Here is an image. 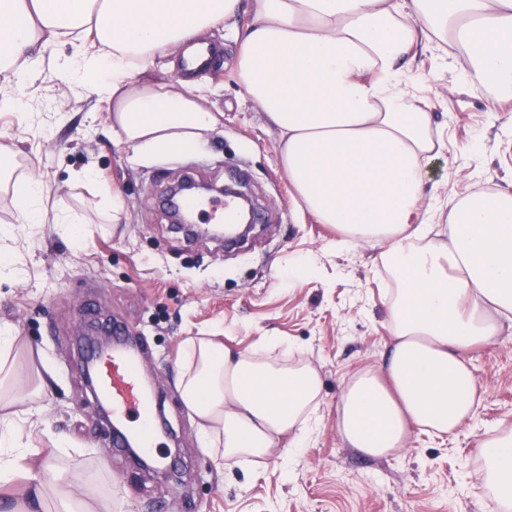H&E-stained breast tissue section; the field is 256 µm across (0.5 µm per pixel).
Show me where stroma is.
I'll list each match as a JSON object with an SVG mask.
<instances>
[{"label":"stroma","instance_id":"1","mask_svg":"<svg viewBox=\"0 0 512 512\" xmlns=\"http://www.w3.org/2000/svg\"><path fill=\"white\" fill-rule=\"evenodd\" d=\"M202 37L218 56L193 82L223 112L224 125L198 151L132 162L112 140L108 103L59 79L55 61L73 51L65 41L21 90V107L0 112V143L17 151L23 174L44 188L38 224L19 223L12 187L0 188V226L9 229L0 250L24 271L0 278V325L15 338L7 356L16 377L11 409L30 425L37 447L26 467L95 473L91 490L78 492L89 512H490L474 462L485 430L512 426V333L469 353L482 401L454 434H413L401 453L382 459L346 447L336 431L340 397L389 344L386 274L368 245L329 250L332 229L299 209L278 163L276 131L232 79L231 29ZM416 66L446 141L429 164V190L445 200L471 186L468 149L477 140L481 187L511 186L512 135L490 117L491 93L465 87L456 64L437 52L419 55ZM191 167L218 186L240 181L252 198L259 221L246 250L201 236L186 240L170 224L163 197ZM86 169L121 195L118 222L83 209L95 189L75 184L73 175ZM69 210L85 213L79 246L54 223ZM292 257L312 258L316 275L289 282ZM92 308L147 341L144 373L165 400L172 433L166 454L177 462L171 475L131 468L112 453L76 364V341ZM197 336L241 351L276 338L317 368V424L293 459L275 452L219 468L200 448L199 423L177 385L183 346ZM59 439L64 447H56Z\"/></svg>","mask_w":512,"mask_h":512}]
</instances>
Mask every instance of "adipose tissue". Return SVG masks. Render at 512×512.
Here are the masks:
<instances>
[{"label":"adipose tissue","mask_w":512,"mask_h":512,"mask_svg":"<svg viewBox=\"0 0 512 512\" xmlns=\"http://www.w3.org/2000/svg\"><path fill=\"white\" fill-rule=\"evenodd\" d=\"M242 13L234 80L277 132L299 206L335 230L336 251L377 246L394 282L389 349L347 385L338 435L384 458L413 431L455 433L478 398L468 353L512 329V189L448 199L434 237L422 201L444 141L412 68L441 50L464 83L511 103L512 0H0V111L18 107L44 52L67 41L59 77L108 102L112 138L133 159L195 150L221 113L189 81L152 82L149 63ZM178 388L202 447L228 468L305 447L322 383L278 340L246 353L191 339ZM32 449L24 424L0 416V483L24 479L20 512H45L66 477L26 469ZM478 452L492 512H512V429L486 432Z\"/></svg>","instance_id":"ef3b65f1"}]
</instances>
